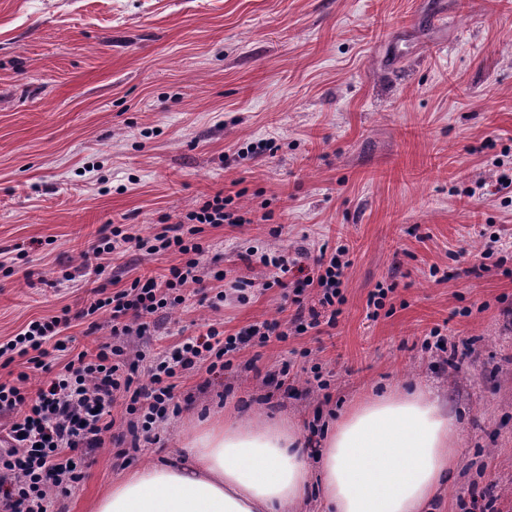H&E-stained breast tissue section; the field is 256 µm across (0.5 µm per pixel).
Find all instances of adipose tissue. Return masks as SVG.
I'll list each match as a JSON object with an SVG mask.
<instances>
[{
	"mask_svg": "<svg viewBox=\"0 0 512 512\" xmlns=\"http://www.w3.org/2000/svg\"><path fill=\"white\" fill-rule=\"evenodd\" d=\"M429 389L357 400L326 434L322 512H431L456 457ZM294 424L204 422L177 460L133 469L92 512H299L312 476Z\"/></svg>",
	"mask_w": 512,
	"mask_h": 512,
	"instance_id": "obj_1",
	"label": "adipose tissue"
}]
</instances>
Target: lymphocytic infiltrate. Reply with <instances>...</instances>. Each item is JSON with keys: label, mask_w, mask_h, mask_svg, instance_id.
Returning <instances> with one entry per match:
<instances>
[{"label": "lymphocytic infiltrate", "mask_w": 512, "mask_h": 512, "mask_svg": "<svg viewBox=\"0 0 512 512\" xmlns=\"http://www.w3.org/2000/svg\"><path fill=\"white\" fill-rule=\"evenodd\" d=\"M246 221L233 196L219 192L153 236L112 228L84 252V269L102 274L113 254L130 249L147 256L172 254L177 263L159 279L137 278L116 290L99 285L79 311L62 308L58 315L30 321L14 339L0 343L1 369L19 359L26 363L15 377L0 379V433L11 441L10 447L0 448V512H47L50 496H68L83 480L87 459L104 440L134 449L158 443L159 428L182 411L179 379L202 368L212 374L232 369L235 354L251 341L263 346L273 338L284 341L323 325L335 326L346 301L344 277L351 265L347 245L331 252L319 248L298 276L293 273L297 259L250 247L241 252V261L273 269L272 285L289 293L295 307L289 321L266 320L229 336L212 325L204 334L184 338L170 353L151 357L131 350V337L146 335L164 310L184 303L188 288L202 284L203 225ZM102 314L109 317V341L80 351L56 369L55 355L66 351L63 334L72 321H88L94 330ZM142 367L148 373L144 382L138 377ZM118 401L125 411L120 432L112 416Z\"/></svg>", "instance_id": "obj_1"}]
</instances>
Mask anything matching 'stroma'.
I'll return each mask as SVG.
<instances>
[{
    "mask_svg": "<svg viewBox=\"0 0 512 512\" xmlns=\"http://www.w3.org/2000/svg\"><path fill=\"white\" fill-rule=\"evenodd\" d=\"M275 139V156L250 144ZM512 0H0V342L30 320L79 309L92 285L83 252L106 225L160 231L216 192L246 224L204 225L205 270L249 277L220 310L197 297L134 347L171 348L208 325L232 334L287 319L279 288L239 259L248 247L294 257L347 239V302L321 331L249 345L232 370L183 379L189 399L160 443L165 459L200 418L331 423L352 401L414 383L437 391L458 442L434 512H461L493 485L512 512ZM475 188L470 200L462 192ZM499 237L506 261L485 257ZM176 256L113 255L100 282L162 274ZM448 274L429 275L431 265ZM487 265V272L471 270ZM72 281L48 287L62 270ZM391 311L366 317L377 284ZM473 349L440 370L421 341L434 326ZM309 371L270 382L291 350ZM331 379L318 389L313 375ZM95 451L65 512H91L121 470Z\"/></svg>",
    "mask_w": 512,
    "mask_h": 512,
    "instance_id": "35a3bbf8",
    "label": "stroma"
}]
</instances>
